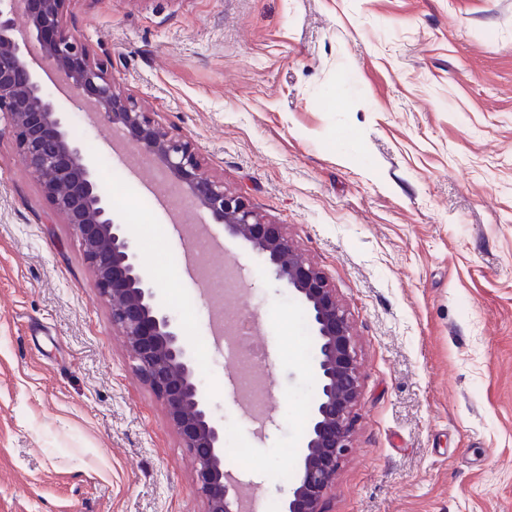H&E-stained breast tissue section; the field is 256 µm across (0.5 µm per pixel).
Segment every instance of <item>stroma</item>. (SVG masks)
<instances>
[{
  "label": "stroma",
  "mask_w": 512,
  "mask_h": 512,
  "mask_svg": "<svg viewBox=\"0 0 512 512\" xmlns=\"http://www.w3.org/2000/svg\"><path fill=\"white\" fill-rule=\"evenodd\" d=\"M64 23L123 89L195 145L320 268L355 334L353 447L330 512H512V0H70ZM97 169L102 121L62 101ZM136 226L158 300L194 355L211 304L181 277L184 195ZM224 308L262 318L272 365L255 427L226 399L222 353L199 384L255 512L280 505L315 390L287 325L297 299L250 246ZM193 461L140 377L80 239L0 121V512H204Z\"/></svg>",
  "instance_id": "obj_1"
}]
</instances>
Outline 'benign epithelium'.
Here are the masks:
<instances>
[{"instance_id": "7a95c632", "label": "benign epithelium", "mask_w": 512, "mask_h": 512, "mask_svg": "<svg viewBox=\"0 0 512 512\" xmlns=\"http://www.w3.org/2000/svg\"><path fill=\"white\" fill-rule=\"evenodd\" d=\"M68 0H0V117L8 119L23 163L39 174L55 211L78 234L97 287L112 311L137 369L166 408L183 447L194 457L205 512H248L224 466V427L209 414L197 364L179 324L156 301L155 283L112 213L96 167L70 134L64 111L43 87L33 49L64 76L83 105L155 160L165 184L251 245L295 293L312 332L316 392L306 449L282 512H327L336 473L351 448L360 372L351 325L325 274L310 264L278 224L224 188L202 166L191 141L173 135L116 84L112 65L62 23Z\"/></svg>"}]
</instances>
